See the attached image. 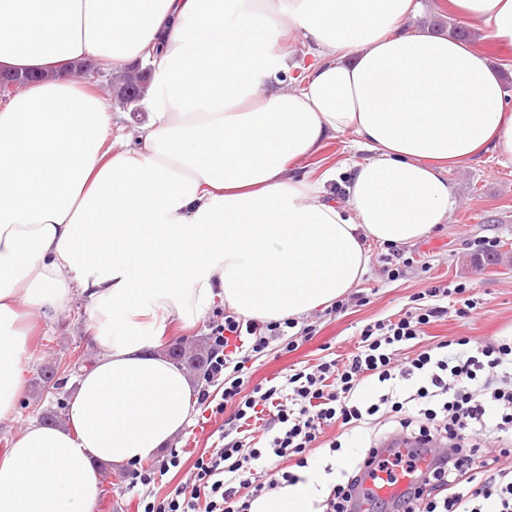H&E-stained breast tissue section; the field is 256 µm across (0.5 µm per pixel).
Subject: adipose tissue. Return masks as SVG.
<instances>
[{"instance_id": "obj_1", "label": "adipose tissue", "mask_w": 512, "mask_h": 512, "mask_svg": "<svg viewBox=\"0 0 512 512\" xmlns=\"http://www.w3.org/2000/svg\"><path fill=\"white\" fill-rule=\"evenodd\" d=\"M440 6L512 45V0ZM423 11L0 0V70L47 74L0 104V422L23 400L31 325L56 321L73 293L101 349L65 425L30 422L0 454V512H92L100 465L140 464L183 432L195 389L164 350L173 325L220 305L260 323L330 306L366 274L365 239L410 246L448 222L449 168L488 152L512 164L499 66L411 25ZM93 58L151 67L136 148L72 73ZM348 131L366 159L310 176L306 160Z\"/></svg>"}]
</instances>
